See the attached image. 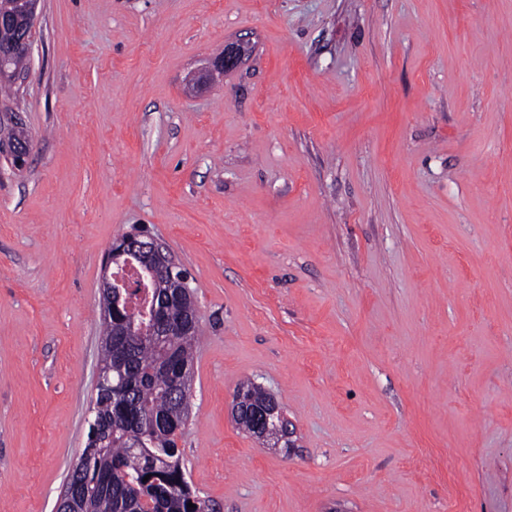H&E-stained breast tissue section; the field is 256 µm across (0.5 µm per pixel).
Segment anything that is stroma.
<instances>
[{"label":"stroma","mask_w":512,"mask_h":512,"mask_svg":"<svg viewBox=\"0 0 512 512\" xmlns=\"http://www.w3.org/2000/svg\"><path fill=\"white\" fill-rule=\"evenodd\" d=\"M37 14L0 93L33 138L0 159V512L57 510L126 233L197 300L178 446L215 512H512V0ZM246 380L292 447L237 428ZM132 258L145 274H151L156 269H166L172 276L185 277L181 271H177V264L170 253L155 240H149L147 244H133L113 242L105 256L102 288L106 292H112V288H130V285L117 274L116 269L123 264L132 263ZM115 266V268H114Z\"/></svg>","instance_id":"1"}]
</instances>
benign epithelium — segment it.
Segmentation results:
<instances>
[{
  "label": "benign epithelium",
  "mask_w": 512,
  "mask_h": 512,
  "mask_svg": "<svg viewBox=\"0 0 512 512\" xmlns=\"http://www.w3.org/2000/svg\"><path fill=\"white\" fill-rule=\"evenodd\" d=\"M38 0H30L28 10L13 21V27L21 32V37L14 43L5 47L0 46V77L9 80L11 83H23L28 78L25 72L10 70L7 61L15 54H30L32 46V31L34 27L36 8ZM244 57V49L240 44H229L224 46V52L215 60L214 66L217 69L229 71L237 68ZM0 157H5L12 166L19 169L25 166L26 159L30 153L31 140L22 126L17 115L3 113L0 115ZM137 262L141 270L151 274L156 269H166L179 277L183 273L177 270V264L170 253L151 240L146 244H133L114 242L110 245L104 260L102 288L106 292L114 288H127L129 284L117 274L116 268ZM181 313L182 329L187 331L193 324L196 316V305L193 295L187 291L181 295L169 298L166 306L153 307L150 315V334L153 336L168 335L167 324L171 314ZM257 430L261 437L272 436L276 442L283 441V436L291 434L287 429V418L279 411L277 405L272 404L267 408L255 412Z\"/></svg>",
  "instance_id": "1"
}]
</instances>
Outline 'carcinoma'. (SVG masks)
Segmentation results:
<instances>
[{
    "label": "carcinoma",
    "instance_id": "cac0c4a2",
    "mask_svg": "<svg viewBox=\"0 0 512 512\" xmlns=\"http://www.w3.org/2000/svg\"><path fill=\"white\" fill-rule=\"evenodd\" d=\"M179 287L162 274L151 298L159 305ZM124 319L119 325L102 322L100 367L111 373L112 388L96 390L93 425L66 483L79 491L71 494L66 512H211L183 470L177 439L189 408L173 396L175 389L191 393L197 327L188 334L142 338L130 329L147 321L143 312L131 306ZM236 393L243 394V411L235 424L254 436L248 410L275 398L250 381L240 383Z\"/></svg>",
    "mask_w": 512,
    "mask_h": 512
}]
</instances>
